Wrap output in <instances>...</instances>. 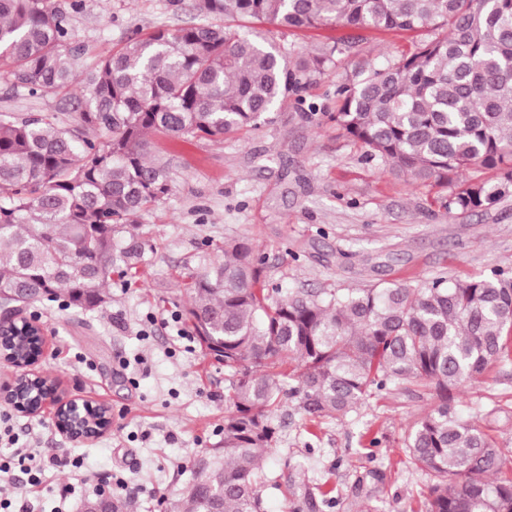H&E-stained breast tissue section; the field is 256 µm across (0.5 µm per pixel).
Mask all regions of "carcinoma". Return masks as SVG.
Segmentation results:
<instances>
[{
	"mask_svg": "<svg viewBox=\"0 0 512 512\" xmlns=\"http://www.w3.org/2000/svg\"><path fill=\"white\" fill-rule=\"evenodd\" d=\"M219 23L159 29L74 73L73 29L49 0H0V67L38 93L66 89L75 131L44 118L0 113V300L30 288L32 302L62 298L93 311L112 300V269L137 270L152 247L138 215L172 190L165 166L147 157L148 137L222 138L273 120L314 74L333 73L356 46L293 54L233 23L280 29L336 24L441 35L338 87L334 119L390 172L450 185L474 166L500 186L473 180L448 197L463 212L496 202L512 187V0H197ZM102 133L96 141L86 133ZM243 241L191 276L187 316L228 385L224 447L201 454L171 512H262L274 481L260 463L275 449L277 413L295 399L313 419L346 416L367 397L418 384L438 399L405 445L410 467L434 478L429 512H512V477L502 449L455 412L452 390L512 356V274L412 287L388 283L347 292L285 293L263 276ZM26 360L41 352L34 332L6 337ZM25 387L37 405L48 385Z\"/></svg>",
	"mask_w": 512,
	"mask_h": 512,
	"instance_id": "obj_1",
	"label": "carcinoma"
}]
</instances>
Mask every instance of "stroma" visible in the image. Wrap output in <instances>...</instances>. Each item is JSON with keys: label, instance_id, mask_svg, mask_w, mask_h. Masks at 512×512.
<instances>
[{"label": "stroma", "instance_id": "obj_1", "mask_svg": "<svg viewBox=\"0 0 512 512\" xmlns=\"http://www.w3.org/2000/svg\"><path fill=\"white\" fill-rule=\"evenodd\" d=\"M67 12L83 71L133 32L147 35L205 22L195 0H52ZM253 31L293 52L332 44L342 29L282 30L256 23ZM342 56L335 73L312 77L304 96L313 113L285 101L273 123L243 135L175 140L149 138V156L164 163L173 190L136 219L154 246L135 278L113 271L111 303L91 312L55 301L27 306L26 317L44 329L35 374L57 379L66 395L107 405L112 426L85 441L67 439L46 405L33 416L16 409L13 447L36 458H57L44 488L19 498L17 512H75L89 487L112 477L126 489L113 497L131 512H165L178 498L194 461L224 445V365L201 347L187 319L190 275L219 254L225 241L243 240L261 257L267 277L281 287L373 288L389 282L417 286L439 277L467 280L493 268L512 271V191L493 206L449 209L454 187L472 179L495 181L492 170L470 169L454 185H423L383 172L378 161L337 128L336 86L359 61L377 65L412 53L419 34L367 30ZM55 118L74 126L68 92L38 96L0 79V113ZM460 414L485 429L504 452L502 472L512 476V360L492 365L454 393ZM430 391L394 389L362 403L345 417L310 422L297 403L280 414L275 451L262 469L277 480L264 488L263 512H307L314 487L332 488L327 512H427L434 479L405 463V440L433 407ZM83 459L86 484H74L70 502L59 486L74 483L67 462Z\"/></svg>", "mask_w": 512, "mask_h": 512}]
</instances>
